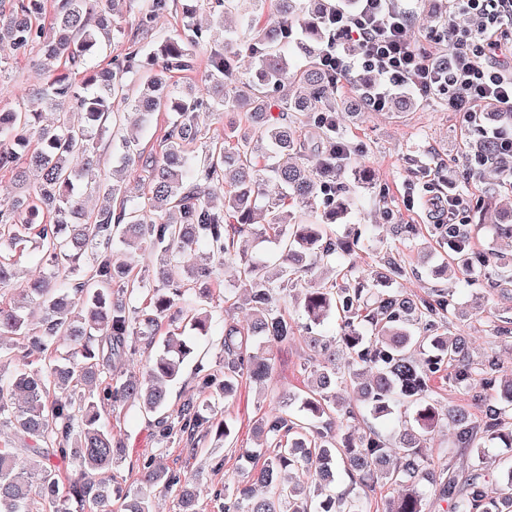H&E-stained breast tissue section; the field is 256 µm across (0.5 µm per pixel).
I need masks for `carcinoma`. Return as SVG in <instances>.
<instances>
[{"label": "carcinoma", "instance_id": "carcinoma-1", "mask_svg": "<svg viewBox=\"0 0 512 512\" xmlns=\"http://www.w3.org/2000/svg\"><path fill=\"white\" fill-rule=\"evenodd\" d=\"M353 0H207L213 21L242 9L243 26L210 52V86L171 84L172 74L195 70L204 42L193 22L196 7L184 9L182 31L155 36V19L171 0H142L135 31L121 52L112 47V18L99 0H54L43 19L42 0H11L0 10V50L26 52L39 46L38 66L46 82L23 106L0 112V170L22 181L34 177L31 195L0 203V244L23 250L34 244L48 258L46 272L31 280L28 303L0 305V425L12 438L0 443V512H114L112 471L126 448L112 438L107 406L137 407L157 414L156 436L193 445L209 437L224 441L232 425L217 419L212 402L232 395L240 379H270L272 352L259 355L255 344L286 345L299 335L298 323L279 302L301 297L309 320L304 341L313 385L301 398L304 417L293 420L282 395L278 408L263 416L261 448L241 456L263 459L248 481L214 491L221 512H369L367 491L376 484L398 487L387 512H426L427 490L451 503V512H512V459L502 463L486 454L493 439L512 441V368L493 351L475 360L465 338L448 336L451 301L436 290L412 298L395 288H372L365 274H352L346 257L353 243L336 239L327 227L348 212L351 197L343 173L363 185L375 173L336 157V102L330 92L336 76L321 62L330 35L328 17ZM280 20L263 21L265 5ZM305 49V63L289 66L288 46ZM258 68L259 82H233L241 51ZM307 94L282 97L279 117L271 118L269 99L286 82ZM137 112V128L150 126L159 112L172 115L158 152H146L140 135L124 134L120 108ZM56 119L43 124V113ZM238 112L224 136L202 140L200 118ZM310 129L316 154L304 162L300 133ZM112 137L120 165L104 174L98 145ZM201 143V154L188 148ZM84 156L77 168L76 154ZM148 181L147 191H130L127 173ZM273 179L281 196L265 204L266 223L257 233L279 246L282 276L272 280L257 263L243 261L241 277L252 311L248 328L231 317L213 319L204 308L209 290L188 283H210L217 266L232 257L231 234L251 226L263 185ZM102 194L106 204L85 213L81 188ZM224 193V208L210 198ZM157 257L158 287L146 302L131 305L139 281L114 252V242ZM450 266L465 273L486 267L490 255L473 249L466 224L444 228ZM337 260L334 280L310 286L304 274L323 261ZM18 275L10 254L0 251V288ZM175 324L146 373H112L117 361H131L138 346L156 343L164 321ZM219 332L224 371L196 368L195 392L166 413L165 382L180 375L195 353L194 338ZM68 342L64 357H48ZM453 369L455 382L491 391L477 396L478 407L448 411L460 451L475 454L476 469L428 467L421 448L442 420L430 400L432 377ZM358 388L356 403L336 401V387ZM378 419L393 410L410 414L414 426L399 436L396 455L371 426L354 427L357 412ZM344 466L351 488L335 483ZM141 487L121 496L119 512H151L157 489L180 487L179 512H199L189 478L154 460L142 463ZM266 495L258 498L252 485Z\"/></svg>", "mask_w": 512, "mask_h": 512}]
</instances>
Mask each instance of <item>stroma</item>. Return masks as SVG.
<instances>
[{"instance_id":"obj_1","label":"stroma","mask_w":512,"mask_h":512,"mask_svg":"<svg viewBox=\"0 0 512 512\" xmlns=\"http://www.w3.org/2000/svg\"><path fill=\"white\" fill-rule=\"evenodd\" d=\"M196 21L207 30V41L197 50V66L192 82L206 87L208 56L221 45L225 36L238 31V16L228 13L223 26L210 22L207 11L196 14ZM38 53L6 60V78L0 83V110L18 108L27 93L42 80L37 67ZM340 137L354 148L356 164L374 169L378 181L372 188L351 184L352 205L347 219L331 225L335 237L355 240L349 258L357 271H380L385 249H393L409 270L406 278L394 280L393 288L414 296L426 295L439 288L452 296V325L449 335L469 336L474 353L495 351L505 365H512V338L501 340L490 331L491 316L512 317V305L501 301L491 282L497 269L487 266L471 275L451 272L434 275L442 255L436 243L439 235L434 227V199L455 189L463 199L459 221L471 225L473 246L481 252L512 256V239L497 235L496 226L503 214L512 213V190L504 186L501 176L490 168L470 173L464 167V154L481 135L478 128L464 125L459 113L449 111L442 96L417 97L413 107L404 112H366L358 117L336 115ZM396 224H415L421 235L401 241L392 234ZM235 257L217 268L209 310L214 316L232 315L240 324H248L246 308L226 302L232 292L242 294L239 279L242 261L257 262L270 276H277L281 263L274 243L254 233L235 238ZM275 365L265 387L244 384L236 393L218 404L219 415L230 419L234 430L222 446L212 442L190 447L173 440L159 441L151 417L135 408L117 409L109 414L112 433L127 449L124 462L113 470L115 485L135 490L139 467L144 459H154L169 470L193 477L196 482L199 512H219L213 491L246 475L242 449L254 447V422L269 412L276 398L285 393L305 391L308 373L304 363L308 350L302 340L275 348ZM456 430L448 421H441L422 454L431 466L442 463L469 470L475 460L457 451Z\"/></svg>"}]
</instances>
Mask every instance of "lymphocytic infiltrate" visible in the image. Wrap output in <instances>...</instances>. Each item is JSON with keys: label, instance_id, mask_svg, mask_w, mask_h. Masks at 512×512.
I'll return each instance as SVG.
<instances>
[{"label": "lymphocytic infiltrate", "instance_id": "f902f5d3", "mask_svg": "<svg viewBox=\"0 0 512 512\" xmlns=\"http://www.w3.org/2000/svg\"><path fill=\"white\" fill-rule=\"evenodd\" d=\"M411 23V11L399 0H357L354 10L337 11L332 19L323 64L341 77L360 68L376 72L377 83L365 93L373 111L402 89L445 95L449 111L481 127L492 153H512V125L486 126L481 119L486 106L512 112V75L498 63L506 52L499 32L512 25V0H451L442 58L413 48ZM352 41L359 47L354 57L345 50Z\"/></svg>", "mask_w": 512, "mask_h": 512}]
</instances>
